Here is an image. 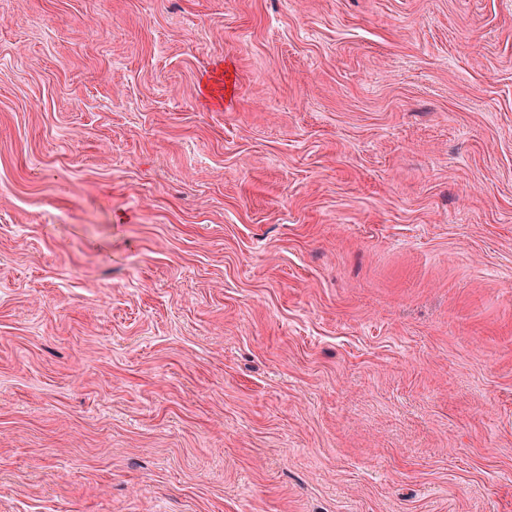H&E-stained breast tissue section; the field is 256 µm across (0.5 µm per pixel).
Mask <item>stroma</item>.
<instances>
[{
	"label": "stroma",
	"instance_id": "35a3bbf8",
	"mask_svg": "<svg viewBox=\"0 0 512 512\" xmlns=\"http://www.w3.org/2000/svg\"><path fill=\"white\" fill-rule=\"evenodd\" d=\"M0 512H512V0H0Z\"/></svg>",
	"mask_w": 512,
	"mask_h": 512
}]
</instances>
